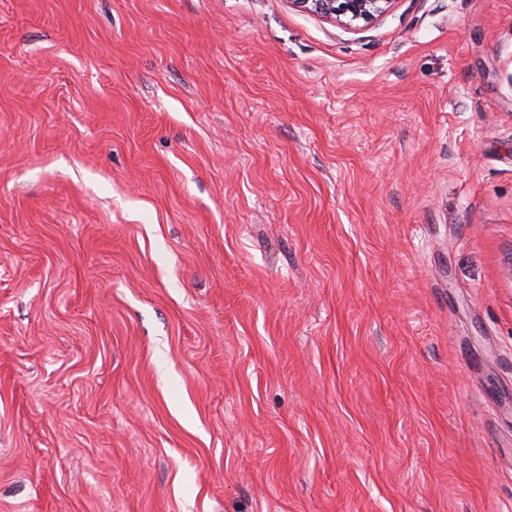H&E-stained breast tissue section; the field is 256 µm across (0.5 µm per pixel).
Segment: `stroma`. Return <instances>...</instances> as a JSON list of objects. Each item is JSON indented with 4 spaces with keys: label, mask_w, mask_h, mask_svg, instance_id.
Listing matches in <instances>:
<instances>
[{
    "label": "stroma",
    "mask_w": 512,
    "mask_h": 512,
    "mask_svg": "<svg viewBox=\"0 0 512 512\" xmlns=\"http://www.w3.org/2000/svg\"><path fill=\"white\" fill-rule=\"evenodd\" d=\"M0 512H512V0H0ZM304 10L334 19L346 28L385 13L394 0H293Z\"/></svg>",
    "instance_id": "1"
}]
</instances>
